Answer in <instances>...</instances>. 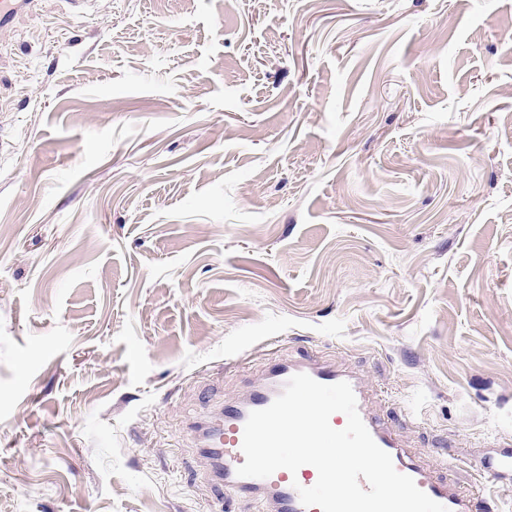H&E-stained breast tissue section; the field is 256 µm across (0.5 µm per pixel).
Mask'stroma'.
<instances>
[{
    "label": "stroma",
    "mask_w": 512,
    "mask_h": 512,
    "mask_svg": "<svg viewBox=\"0 0 512 512\" xmlns=\"http://www.w3.org/2000/svg\"><path fill=\"white\" fill-rule=\"evenodd\" d=\"M512 0H42L0 30V512H217L191 428L303 348L512 512ZM474 466L486 481L503 484L507 476L512 473V450L503 451L495 460L477 459Z\"/></svg>",
    "instance_id": "1"
}]
</instances>
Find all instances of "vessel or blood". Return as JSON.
Listing matches in <instances>:
<instances>
[{
    "mask_svg": "<svg viewBox=\"0 0 512 512\" xmlns=\"http://www.w3.org/2000/svg\"><path fill=\"white\" fill-rule=\"evenodd\" d=\"M298 373L308 374L326 385L348 382L355 393L364 424L375 442L391 455L395 469L410 476L419 489L444 505L448 512H493L491 499L479 493L466 494L404 448L389 425L371 412L361 378L308 354L274 361L264 378L253 384L243 401L225 405L217 420L194 423L193 428L202 442L201 451L211 461V479L225 491V504L257 498L267 504L269 512H321L319 507L304 506L297 492L298 487H310L316 483L318 472L313 466H301L294 474L280 469L265 479L237 474L238 467L245 461L243 430L250 412L270 406L289 378ZM474 466L486 481L503 483L512 474V450L503 451L493 460L477 459Z\"/></svg>",
    "mask_w": 512,
    "mask_h": 512,
    "instance_id": "1",
    "label": "vessel or blood"
}]
</instances>
